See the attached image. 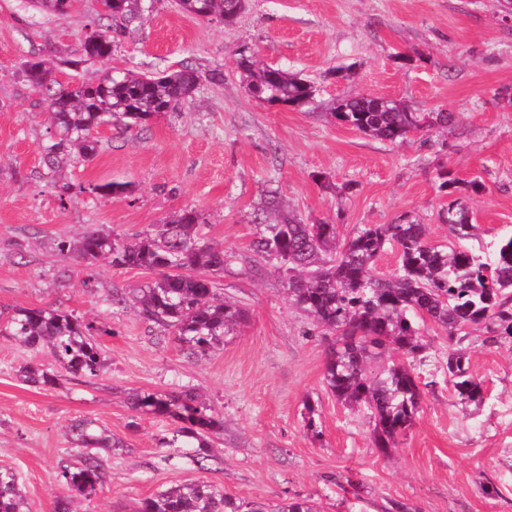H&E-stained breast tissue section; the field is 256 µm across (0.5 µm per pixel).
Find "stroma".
I'll return each mask as SVG.
<instances>
[{"label":"stroma","mask_w":512,"mask_h":512,"mask_svg":"<svg viewBox=\"0 0 512 512\" xmlns=\"http://www.w3.org/2000/svg\"><path fill=\"white\" fill-rule=\"evenodd\" d=\"M141 6L109 59L62 69L57 80L93 82L111 67L188 68L200 77L193 97L177 114L127 131L102 128L94 161L52 173L43 148L53 127L23 65L78 55L99 4L75 0L67 14L47 16L30 0H0V324L18 307L71 311L99 329L107 363L98 377L67 375L43 389L18 369L53 367L51 356L0 335V466L16 472L31 512H53L67 495L58 471L79 460L70 428L83 417L125 446L103 454L109 483L79 501L78 512H132L166 485L194 481L248 501L309 497L324 512H385L393 501L410 512H512V344L491 346L482 331L471 332L469 367L488 399L465 407L438 377L448 338L431 333L420 411L397 447L381 452L366 415L343 407L324 384L333 337L309 334L284 279L257 268L250 248L257 225L274 218L264 206L270 190L307 224L326 221L347 234L408 218L427 226L431 242L447 244L442 168L484 187L466 199L480 228L469 249L511 233L512 20L502 0H247L230 23L185 14L176 0ZM243 50L312 81L313 104H258L245 89ZM368 94L411 112H454L456 127L392 144L331 116L336 100ZM59 180L129 181L134 191L63 200ZM183 209L201 212L204 233L232 257L213 276L218 296L249 314L236 336L201 357L110 303L109 294L148 283L151 272L105 260L89 271L57 249L90 226L129 236ZM187 385L224 417L214 459L199 464L160 447L169 423L128 404L138 390ZM307 398L319 411L318 437L304 426Z\"/></svg>","instance_id":"35a3bbf8"}]
</instances>
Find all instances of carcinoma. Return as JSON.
<instances>
[{"label":"carcinoma","mask_w":512,"mask_h":512,"mask_svg":"<svg viewBox=\"0 0 512 512\" xmlns=\"http://www.w3.org/2000/svg\"><path fill=\"white\" fill-rule=\"evenodd\" d=\"M41 11L64 14L70 0H33ZM99 21L87 27L79 57L62 64L70 69L108 59L112 46L126 35L127 24L140 12V0H98ZM181 10L196 17L231 20L244 0H178ZM119 18L117 28L100 20ZM247 89L261 104L304 109L314 97V86L271 66L242 57ZM26 80L41 95L51 112L54 134L44 147V159L53 173L68 157L93 160L101 148L102 126H137L152 115L169 112L192 97L200 77L180 69L158 76L111 69L94 83L64 85L53 77L51 62L37 57L25 62ZM332 116L368 136L395 143L413 131L455 123L452 112H409L396 101L381 104L368 97L340 99ZM440 188L448 190L449 236L454 247L435 246L427 225L414 222L370 224L340 236L338 225L304 224L293 214L280 213L276 197L268 201L277 212L273 224H262L253 242L260 265L270 264L285 277L288 299L317 332L336 334L325 364L324 384L345 406L368 418L374 444L385 452L412 428L420 411L423 383L416 371L429 348V325L448 335L452 346L443 372L455 398L481 406L484 383L469 370L463 340L472 329L484 330L491 344L512 342V234L493 239L475 252L459 246L476 236L477 225L457 194H478L482 185L465 183L448 170L438 172ZM100 197H123L132 192L129 182H112L79 188ZM202 216L183 210L162 224L131 238L89 228L58 250L90 269L104 258L116 268H138L155 273L154 280L114 293V305L132 306L147 321L174 334L192 354L205 355L226 341L247 320L235 303L216 298L211 274L224 270V248L205 236ZM397 253V268L389 275L375 271L387 249ZM16 345L47 347L60 369L97 377L105 368L95 326L68 310L23 307L15 310L0 329ZM24 381L53 388L58 375L39 366L22 370ZM129 405L138 413L172 422L170 433L159 438L164 448H192L193 460L210 456L212 440L224 434V419L192 388L176 393L139 391ZM72 443L80 450L75 466L60 467L59 477L70 494L54 503V512H74L73 502L89 499L107 484L109 474L102 451L125 447L119 438L86 417L71 428ZM0 512H30L17 474L0 468ZM135 512H322L309 497L286 498L276 504L246 501L208 482H175L151 497L141 499Z\"/></svg>","instance_id":"carcinoma-1"}]
</instances>
